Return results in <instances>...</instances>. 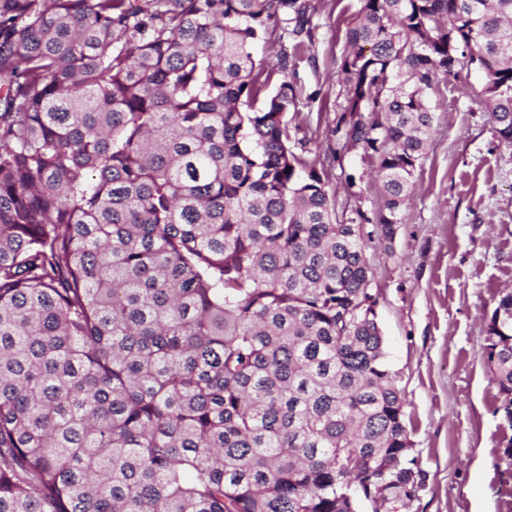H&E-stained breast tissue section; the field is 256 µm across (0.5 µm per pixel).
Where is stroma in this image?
<instances>
[{
  "instance_id": "stroma-1",
  "label": "stroma",
  "mask_w": 512,
  "mask_h": 512,
  "mask_svg": "<svg viewBox=\"0 0 512 512\" xmlns=\"http://www.w3.org/2000/svg\"><path fill=\"white\" fill-rule=\"evenodd\" d=\"M315 38L286 79L303 93L309 157H329L331 121L344 100L336 63L359 0H311ZM476 73L443 76L430 97L436 121L415 191L392 236L374 232L366 258L377 296L385 361L407 414L410 451L427 474L405 512H512V424L485 363L486 319L512 289V146L498 138ZM364 211L380 184L346 153L327 187L346 201L347 175Z\"/></svg>"
}]
</instances>
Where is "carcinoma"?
<instances>
[{
    "label": "carcinoma",
    "instance_id": "carcinoma-1",
    "mask_svg": "<svg viewBox=\"0 0 512 512\" xmlns=\"http://www.w3.org/2000/svg\"><path fill=\"white\" fill-rule=\"evenodd\" d=\"M360 2L332 133L371 216L303 156L311 0H0V512H395L424 486L366 225L404 223L439 76L483 65L512 145V0ZM485 364L512 425V291ZM281 33L282 30L278 28L274 35L266 39V42H260L255 46L254 55L257 60L263 61L264 65L272 66L276 64L281 48H288V52H291V48L288 47L287 35H284L283 40L278 38ZM361 150L346 153L342 162L335 161L327 167V188L336 191L339 202L347 201L346 176L355 174L356 186L351 190L360 195V205L368 213L375 210L380 202V183L370 175L368 166L361 160ZM360 177V178H359Z\"/></svg>",
    "mask_w": 512,
    "mask_h": 512
}]
</instances>
